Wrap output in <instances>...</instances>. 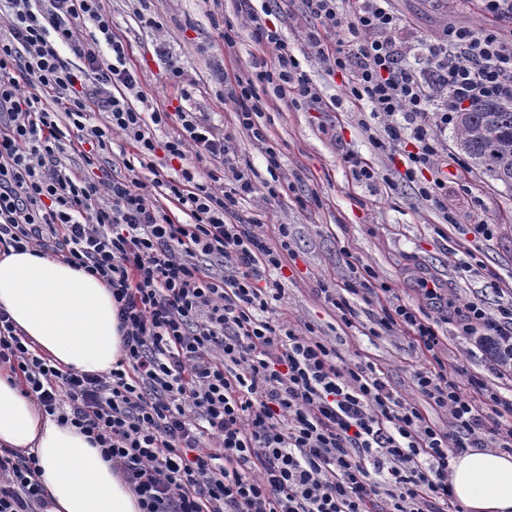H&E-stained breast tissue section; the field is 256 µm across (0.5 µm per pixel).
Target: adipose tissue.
<instances>
[{
	"instance_id": "ef3b65f1",
	"label": "adipose tissue",
	"mask_w": 512,
	"mask_h": 512,
	"mask_svg": "<svg viewBox=\"0 0 512 512\" xmlns=\"http://www.w3.org/2000/svg\"><path fill=\"white\" fill-rule=\"evenodd\" d=\"M0 308L56 364L107 372L122 355L117 307L108 286L34 250L0 252ZM0 366V450L36 455L46 512H142L139 498L72 425L22 394ZM466 512H512V454L472 449L449 475Z\"/></svg>"
}]
</instances>
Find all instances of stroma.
I'll list each match as a JSON object with an SVG mask.
<instances>
[{
	"label": "stroma",
	"mask_w": 512,
	"mask_h": 512,
	"mask_svg": "<svg viewBox=\"0 0 512 512\" xmlns=\"http://www.w3.org/2000/svg\"><path fill=\"white\" fill-rule=\"evenodd\" d=\"M113 32L131 48V63L149 104L202 115L218 132L230 134L240 162L249 164L259 178H267L264 146L247 131L233 129L234 103L224 91V71L244 73L271 63L270 53L256 50L243 18L234 14L233 0H104ZM404 20V39L449 24L480 27L485 23L474 0H391ZM152 16L158 28L141 22ZM235 23L236 46L224 49V19ZM165 42L184 71L182 87L165 78L164 61L154 46ZM189 98H181L180 89ZM259 123L275 147L283 176L278 196L266 189L242 197L238 212L248 219L260 214L261 234L276 239L279 225H287L295 261L284 271V294L277 302L297 330L313 327L349 362H371L405 398L412 397L411 377L422 361L406 336L395 333L378 338L358 328L341 326L321 292L322 285L350 279V261L370 266L372 287L387 285L403 302L425 306L423 281L442 288L449 302L464 308L472 301L495 311L505 290H512V193L465 167V155L456 145V130L441 136L447 152L440 164L448 205L460 223L482 219L496 233L480 254L483 269L470 275L458 261L470 242L445 224L435 207L422 200L411 184L396 179L387 154L375 152L354 112H315L270 101ZM367 159L379 181L356 183L346 153ZM447 338L448 358L455 364L486 372L489 361L462 335L456 315L440 327Z\"/></svg>",
	"instance_id": "1"
}]
</instances>
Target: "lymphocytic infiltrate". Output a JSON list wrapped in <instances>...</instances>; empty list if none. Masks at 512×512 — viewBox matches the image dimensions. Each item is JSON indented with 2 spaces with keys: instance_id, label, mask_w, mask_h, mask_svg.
<instances>
[{
  "instance_id": "obj_1",
  "label": "lymphocytic infiltrate",
  "mask_w": 512,
  "mask_h": 512,
  "mask_svg": "<svg viewBox=\"0 0 512 512\" xmlns=\"http://www.w3.org/2000/svg\"><path fill=\"white\" fill-rule=\"evenodd\" d=\"M0 36V244L48 252L58 244L74 268L102 279L117 304L123 354L90 374L35 355L0 311V364L61 424L79 428L122 471L143 512H448L450 461L470 448L512 453V302L489 314L469 303L459 315L489 374L449 362L438 318L386 303L369 335H408L424 365L418 398L403 399L371 364L346 362L315 332L294 330L272 304L283 293L270 271L290 251L256 233L237 212L241 195H277L278 155L266 147L269 178L238 166L230 136L185 110L135 106L139 77L130 48L112 32L102 0H4ZM270 67L227 79L236 123L257 141L267 98L319 112L360 111L373 149L402 140L404 180L416 183L444 223H455L436 170L441 129L466 105L512 101V0H477L489 26L449 25L419 38L422 67L408 66L404 23L389 0H301L306 54L341 96L324 100L287 40L254 0H236ZM104 119L92 123V112ZM180 127L161 141L159 130ZM131 151L123 178L98 172L113 133ZM74 143L83 166L67 164ZM180 161L177 176H164ZM373 272L356 270L322 292L353 327L351 295ZM448 416L439 427L428 409ZM38 461L0 455V512H43Z\"/></svg>"
}]
</instances>
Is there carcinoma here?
<instances>
[{
  "label": "carcinoma",
  "mask_w": 512,
  "mask_h": 512,
  "mask_svg": "<svg viewBox=\"0 0 512 512\" xmlns=\"http://www.w3.org/2000/svg\"><path fill=\"white\" fill-rule=\"evenodd\" d=\"M456 143L473 169L512 191V102L480 101L458 113Z\"/></svg>",
  "instance_id": "cac0c4a2"
}]
</instances>
